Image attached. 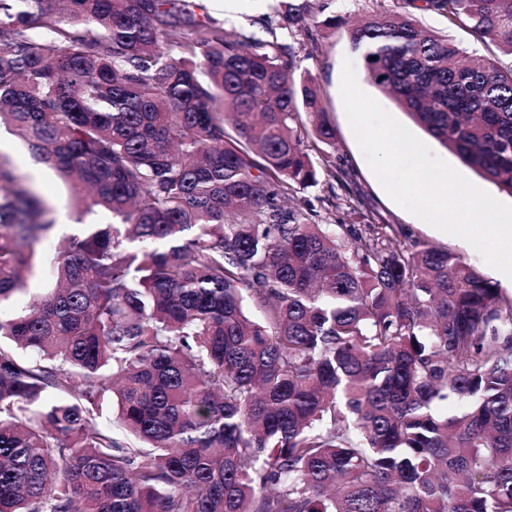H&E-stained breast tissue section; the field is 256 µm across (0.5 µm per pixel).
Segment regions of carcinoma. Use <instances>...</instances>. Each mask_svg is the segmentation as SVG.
Returning a JSON list of instances; mask_svg holds the SVG:
<instances>
[{"label":"carcinoma","instance_id":"obj_1","mask_svg":"<svg viewBox=\"0 0 512 512\" xmlns=\"http://www.w3.org/2000/svg\"><path fill=\"white\" fill-rule=\"evenodd\" d=\"M198 9L0 0V125L112 215L55 237L0 155V304L52 253L0 313V512H512V297L391 226L311 223L315 78ZM415 9L512 56V0L348 30L369 82L512 195V68ZM415 15L423 27L448 35L460 47L466 48L468 55L495 59L505 68L512 66L511 56L500 53L488 39L476 36L466 26L450 24L447 18L429 11L415 10Z\"/></svg>","mask_w":512,"mask_h":512}]
</instances>
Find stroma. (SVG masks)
Returning a JSON list of instances; mask_svg holds the SVG:
<instances>
[{
    "label": "stroma",
    "mask_w": 512,
    "mask_h": 512,
    "mask_svg": "<svg viewBox=\"0 0 512 512\" xmlns=\"http://www.w3.org/2000/svg\"><path fill=\"white\" fill-rule=\"evenodd\" d=\"M205 12L224 21L227 28L243 34H264L266 27L277 26L271 12L270 0H202ZM393 0H312V14L316 21L312 30L289 31L287 39L299 46L298 68L311 72L328 110L335 130L334 145H320L312 157L321 167H333L347 172L346 185L328 186L322 183L306 189L312 219L317 224H390L402 229L409 242L429 244L451 251L465 262L495 276L482 256L466 241L437 230L395 204L386 194L370 169L357 144L346 117L341 95L342 62L354 63L359 86L399 120L410 125V118L391 97L380 92L367 79L363 60L351 48L347 30L362 18L393 8ZM421 25L438 34L448 36L474 57L492 58L503 67L512 66V57L500 53L489 40L473 34L466 26L450 24L447 18L429 11H417ZM0 154L7 156L19 173L30 180L48 202L55 207L56 234L60 237L77 234L89 224H108L112 216L105 210L80 212L69 206L71 190L68 183L46 165L38 162L24 143L8 129L0 130Z\"/></svg>",
    "instance_id": "obj_1"
}]
</instances>
